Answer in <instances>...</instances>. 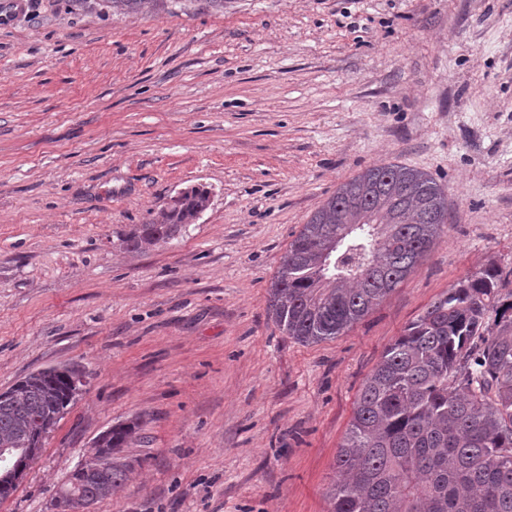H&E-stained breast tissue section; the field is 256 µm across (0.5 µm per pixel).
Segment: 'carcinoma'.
<instances>
[{
  "label": "carcinoma",
  "mask_w": 512,
  "mask_h": 512,
  "mask_svg": "<svg viewBox=\"0 0 512 512\" xmlns=\"http://www.w3.org/2000/svg\"><path fill=\"white\" fill-rule=\"evenodd\" d=\"M208 198L193 187L134 228L132 253L175 239ZM448 224L445 189L428 173L375 165L342 183L302 225L269 288L267 310L289 338L313 344L346 333L403 283ZM338 250L345 269L324 272ZM491 262L428 305L365 379L336 454L328 512H512V293ZM55 367L0 392V448L40 450L44 424L73 403ZM136 421L101 435L112 449L98 477L73 471L63 491L95 502L120 491L132 465L117 457Z\"/></svg>",
  "instance_id": "1"
}]
</instances>
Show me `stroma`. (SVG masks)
<instances>
[{
    "instance_id": "35a3bbf8",
    "label": "stroma",
    "mask_w": 512,
    "mask_h": 512,
    "mask_svg": "<svg viewBox=\"0 0 512 512\" xmlns=\"http://www.w3.org/2000/svg\"><path fill=\"white\" fill-rule=\"evenodd\" d=\"M398 163L448 226L348 332L303 345L267 312L302 225ZM209 208L123 249L179 191ZM512 268V0H27L0 26V392L87 386L0 512H49L103 432L140 424L93 512H327L363 380L457 281Z\"/></svg>"
}]
</instances>
